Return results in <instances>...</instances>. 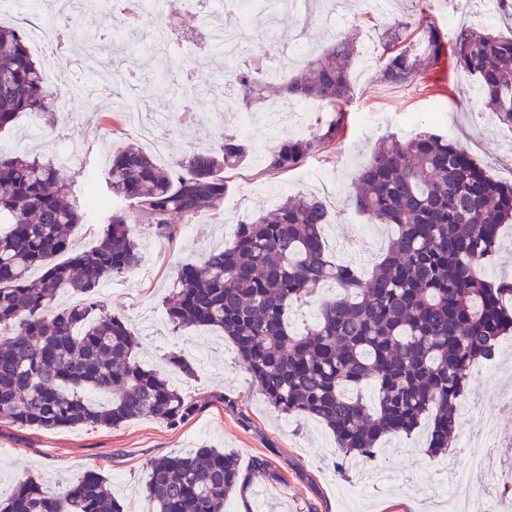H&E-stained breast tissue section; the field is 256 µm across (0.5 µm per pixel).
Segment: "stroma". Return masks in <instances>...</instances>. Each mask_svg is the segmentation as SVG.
I'll use <instances>...</instances> for the list:
<instances>
[{
	"label": "stroma",
	"mask_w": 512,
	"mask_h": 512,
	"mask_svg": "<svg viewBox=\"0 0 512 512\" xmlns=\"http://www.w3.org/2000/svg\"><path fill=\"white\" fill-rule=\"evenodd\" d=\"M430 17L449 42L470 31L512 35V15L497 11L484 14L481 0H399L394 14H365L354 0H345L343 34L357 44L382 41L394 20L414 22ZM84 26L99 28L104 45L112 50L114 65L127 70L129 78L119 88L123 98L134 100L142 124L152 123L165 111L164 100L145 91L154 64L144 48L150 29L128 14H117L104 0L78 14ZM256 40L252 54L262 59L270 51L291 53L296 38H303L312 52L327 48L334 36L323 14L316 9L283 10L269 20L264 9L250 17ZM175 72L191 77L199 93L192 117L169 129L161 164L182 159L192 150L208 146L214 121L224 112V85L229 61L206 49L174 50ZM48 68L67 77L77 87L97 81L102 75L99 56L81 50L74 42L56 52ZM352 95L345 106L348 124L344 136L325 152L308 158L303 177L268 170L264 153L293 137L289 128L271 132L268 110L284 105L280 83H272L255 105L248 137L253 155L230 171L231 193L240 200L234 209L191 221L190 229L173 240L161 238L148 224L132 231L144 255L142 269L103 282L100 298L113 315L125 318L139 338L137 358L144 366L165 370L169 353L178 352L195 369L194 376L178 372L169 378L180 391L202 402V409L179 428L147 418L127 421L112 428L86 427L63 430H31L0 427V487L7 489L26 478L43 488L61 492L90 472L102 475L124 512H144L142 482L147 462L157 456L182 453L207 446L235 452L242 464L255 457L266 459L279 474L280 483L257 484L247 497L234 494L226 512H446L442 496L446 482L467 470L461 454L431 456L425 451L427 431L383 440L374 459L360 460L347 475L334 465L338 450L329 429L312 418L295 419L274 413L249 374L235 361L231 344L212 330L172 332L165 316V300L172 292L177 267L185 259H199L212 247L231 241L237 224L270 212L265 199L313 193L324 197L330 213L327 244L359 239V268L371 272L382 256L371 236L361 235L367 215L346 201L352 177L378 142L387 135H414L424 125L435 124L448 141L464 146L496 179L512 182V130L498 123L478 101L472 100L473 77L456 70L449 61L404 87H391L381 80L379 68L366 75L352 74ZM70 120L33 121L21 117L14 127L0 132V147L21 150L43 160L56 161L68 152L66 168L76 197H84L88 176H95L99 192H106L108 160L116 149L133 144L149 149L148 140L125 120L107 125L103 100L72 95L68 100ZM233 400V407L210 404L211 395ZM512 398V348L499 350L495 361L475 368L467 405L484 412H498L497 441L512 436V412L498 409L500 400ZM473 512L488 506L512 512V474L484 483L472 479Z\"/></svg>",
	"instance_id": "stroma-1"
}]
</instances>
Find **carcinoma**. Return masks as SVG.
Returning <instances> with one entry per match:
<instances>
[{"label": "carcinoma", "mask_w": 512, "mask_h": 512, "mask_svg": "<svg viewBox=\"0 0 512 512\" xmlns=\"http://www.w3.org/2000/svg\"><path fill=\"white\" fill-rule=\"evenodd\" d=\"M419 48L399 46L414 31ZM399 36L381 44L382 80L407 86L446 55L474 77L484 103L512 128V37L460 36L453 50L428 22L397 24ZM354 46L338 35L322 54L302 61L284 86L288 98L319 100L331 118L310 138L285 140L266 155L267 168L288 173L342 136L351 93ZM46 61L33 56L23 31L0 22V130L23 115L65 111L60 92L43 82ZM149 85L176 97L173 68ZM234 106L248 111L265 86L249 68L231 74ZM250 143L219 131L215 144L169 167L141 148L112 153L106 197L94 186L78 201L62 167L26 152L0 150V426L42 430L111 428L150 418L170 427L200 408L163 373L136 359L139 341L111 315L98 288L139 267L143 255L131 225L147 222L171 236L174 219L214 215ZM129 209L112 208V199ZM347 202L379 224L395 228L384 258L368 278L332 260L324 240L329 215L323 200L299 195L276 210L238 225L234 239L201 261L178 266L166 303L172 332L211 329L234 347L274 411L314 417L332 432L344 461L370 458L388 436L430 429L428 450L448 452L460 400L472 368L496 358L512 335V280L491 279L480 265L497 249L502 225L512 223V183L493 178L464 148L427 129L380 141L357 171ZM111 210L98 244L73 246L72 232ZM43 268L38 281L30 271ZM332 283L338 293L321 302L315 322L297 333L288 312ZM67 294L73 302L57 305ZM369 385L373 404L359 394ZM108 393L94 403L88 393ZM147 512H224V500L255 481L280 482L255 458L196 448L147 463ZM0 512H121L108 481L89 473L61 494L30 479L0 490Z\"/></svg>", "instance_id": "obj_1"}]
</instances>
